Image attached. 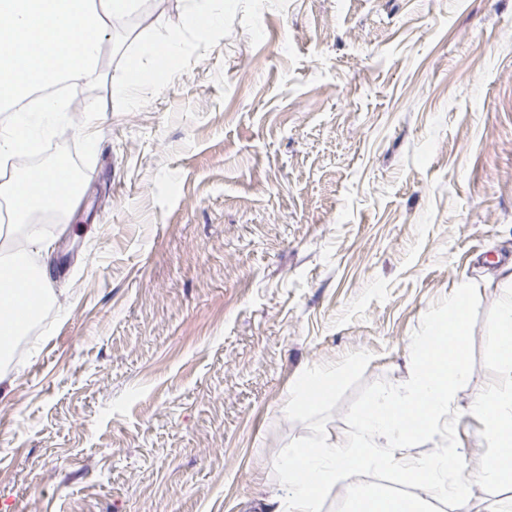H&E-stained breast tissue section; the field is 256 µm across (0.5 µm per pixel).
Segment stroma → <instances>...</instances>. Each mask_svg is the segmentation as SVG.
Wrapping results in <instances>:
<instances>
[{
	"label": "stroma",
	"instance_id": "35a3bbf8",
	"mask_svg": "<svg viewBox=\"0 0 512 512\" xmlns=\"http://www.w3.org/2000/svg\"><path fill=\"white\" fill-rule=\"evenodd\" d=\"M114 26L74 214L49 237L61 317L0 375V512H265L308 436L288 388L365 350L407 381L425 312L477 287L475 355L512 265V0H190ZM182 35L133 98L113 75ZM456 394L463 457L487 450ZM190 24L199 33L206 34L223 27L224 2L222 0H193Z\"/></svg>",
	"mask_w": 512,
	"mask_h": 512
}]
</instances>
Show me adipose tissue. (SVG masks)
Masks as SVG:
<instances>
[{
    "instance_id": "obj_1",
    "label": "adipose tissue",
    "mask_w": 512,
    "mask_h": 512,
    "mask_svg": "<svg viewBox=\"0 0 512 512\" xmlns=\"http://www.w3.org/2000/svg\"><path fill=\"white\" fill-rule=\"evenodd\" d=\"M138 6V0H0V109L12 113L0 127L1 160L29 155L69 110L59 98L38 100L27 109L20 108V101L51 79L100 82L112 28ZM180 46L177 31L162 41L142 43L140 63L124 67L113 79V95L129 97L146 79L144 62L177 59Z\"/></svg>"
}]
</instances>
